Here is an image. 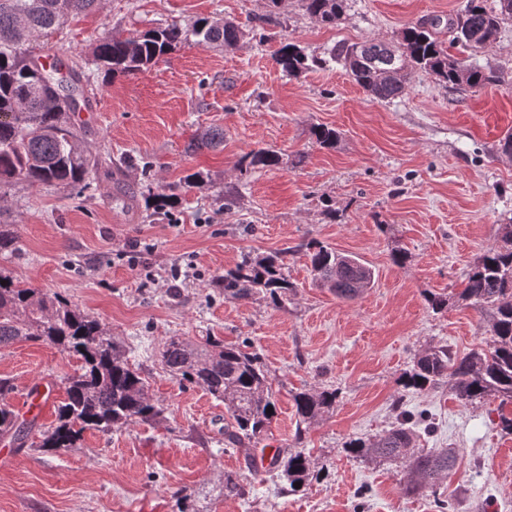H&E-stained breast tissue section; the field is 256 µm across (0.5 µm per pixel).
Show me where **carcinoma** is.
Listing matches in <instances>:
<instances>
[{"label":"carcinoma","instance_id":"cac0c4a2","mask_svg":"<svg viewBox=\"0 0 512 512\" xmlns=\"http://www.w3.org/2000/svg\"><path fill=\"white\" fill-rule=\"evenodd\" d=\"M97 0H0V183L24 181L32 186L55 183L81 190L89 177L111 165L91 159L79 150L78 132L72 122L82 96L80 74L72 70L60 78V92L49 85L56 70H47L30 44L49 37L64 20L93 9ZM305 12L325 26H334L345 13L349 0H300ZM512 20V0H467L461 13L448 20L450 42L472 50L491 47L501 25ZM438 17L404 27L396 40L339 43L331 59L351 78L380 101L403 95L417 69H424L448 88L474 89L501 81L493 67L470 65L448 54L435 38ZM242 36L229 21L222 25L206 19L192 28L175 23L139 36L108 34L94 48L95 60L105 72L134 74L154 65L177 46L195 39L199 45L234 47ZM274 61L288 76L318 68L324 61L308 58L295 43L282 45ZM317 143L331 147L336 129L316 126L311 131ZM224 132L209 129L196 138L193 151L215 148ZM252 167L279 164V154L259 149L248 155ZM18 236L11 224L0 225V253L17 249ZM311 272L336 297L352 299L374 281V271L358 258L343 255L320 243L307 244ZM280 256L243 260L224 273V297L249 300L259 294L280 307L292 284L283 272ZM462 296L490 313L491 344L488 349L458 354L446 347H428L416 354L406 373L415 389L448 384L461 401L497 397L512 404V224L502 227L499 244L487 250L468 276ZM41 342L82 360L81 371L66 379V398L57 406L56 424L43 434L40 447L66 451L77 447L88 430L108 433L112 428L136 422H152L162 409L151 399L148 383L128 362L112 335L98 320L71 307L55 293L22 285L0 274V350L18 341ZM161 362L181 382L203 386L224 403V437L231 445L254 443L263 436L277 408L272 383L255 352L224 345L207 336L192 342L171 336L164 343ZM301 424L310 425L336 402V391L305 390L293 397ZM26 428L9 405L0 403V435L23 440ZM413 427L402 420L371 440L353 439L345 450L354 458L374 455L387 460L409 459V490L433 488L443 473L452 471L455 457L444 449L420 453L412 448ZM275 478L288 483L307 481L311 460L303 451L277 456L272 462Z\"/></svg>","mask_w":512,"mask_h":512}]
</instances>
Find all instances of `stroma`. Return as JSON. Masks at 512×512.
Instances as JSON below:
<instances>
[{"mask_svg":"<svg viewBox=\"0 0 512 512\" xmlns=\"http://www.w3.org/2000/svg\"><path fill=\"white\" fill-rule=\"evenodd\" d=\"M465 0H350L326 27L300 0H100L73 17L35 54L58 56L83 76L73 120L81 149L112 160L111 175L78 192L58 184L0 185V224L19 248L0 271L59 294L99 320L149 385L162 414L112 432L88 431L76 448H41L77 357L39 342L0 350L6 402L29 426L25 444L0 437V512H512V433L488 397L458 400L447 387L405 386L413 357L428 347L457 353L490 343L488 314L462 291L479 257L512 222V22L496 43L451 55L490 65L503 82L456 90L416 71L402 97L372 99L336 63L286 76L273 54L292 42L326 56L336 43L395 40L406 25L456 14ZM237 24L236 46L186 43L136 74L111 76L94 61L107 33L125 37L196 19ZM335 128L334 146L311 127ZM216 150L190 152L208 129ZM271 148L273 167L247 166ZM204 180L184 185L186 175ZM176 189L172 215L156 216L154 193ZM141 243L139 267L125 255ZM319 241L357 255L374 271L351 301L315 280L306 245ZM406 261L396 265L393 255ZM284 255L291 284L283 307L263 296L228 299L218 282L247 257ZM188 268L172 282L173 268ZM443 296L433 310L429 296ZM205 336L248 344L270 376L278 413L256 452L304 451L315 477L290 491L224 440V406L203 387L182 384L160 361L168 337ZM45 384L41 409L28 392ZM332 389L329 413L299 430L293 396ZM412 418L416 445L451 449L456 464L435 490L405 491L406 461L360 460L345 444ZM246 489L224 494L225 474ZM187 490V501L175 493Z\"/></svg>","mask_w":512,"mask_h":512,"instance_id":"stroma-1","label":"stroma"}]
</instances>
